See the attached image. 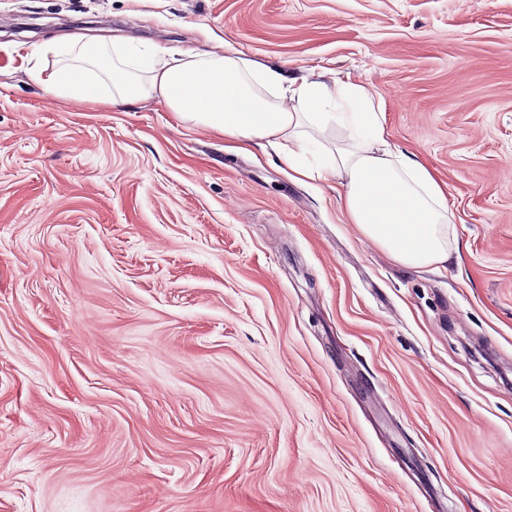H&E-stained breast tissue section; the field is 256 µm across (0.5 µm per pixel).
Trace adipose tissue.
<instances>
[{"label": "adipose tissue", "mask_w": 512, "mask_h": 512, "mask_svg": "<svg viewBox=\"0 0 512 512\" xmlns=\"http://www.w3.org/2000/svg\"><path fill=\"white\" fill-rule=\"evenodd\" d=\"M56 62L28 74L57 98L91 105L159 99L171 111L232 140L237 149L271 145L297 179L315 168L304 151L326 157L339 179L346 223L408 268L453 261L445 226L454 215L447 189L415 156L395 148L383 104L372 87L325 74L287 77L281 68L228 48L167 61L133 50L121 39L82 33L48 46ZM357 104L354 112H330L337 99ZM350 127L347 139L330 142L332 123Z\"/></svg>", "instance_id": "obj_1"}]
</instances>
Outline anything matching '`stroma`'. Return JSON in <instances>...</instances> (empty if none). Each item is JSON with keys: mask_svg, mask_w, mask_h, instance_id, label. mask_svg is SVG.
Wrapping results in <instances>:
<instances>
[{"mask_svg": "<svg viewBox=\"0 0 512 512\" xmlns=\"http://www.w3.org/2000/svg\"><path fill=\"white\" fill-rule=\"evenodd\" d=\"M85 31L371 85L461 264L317 156L47 94ZM0 512H512V0H0Z\"/></svg>", "mask_w": 512, "mask_h": 512, "instance_id": "35a3bbf8", "label": "stroma"}]
</instances>
